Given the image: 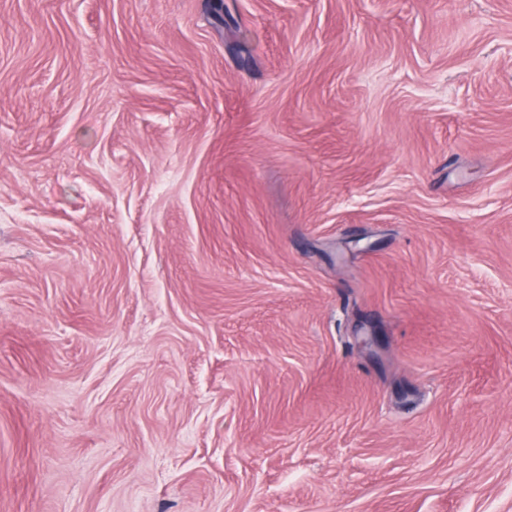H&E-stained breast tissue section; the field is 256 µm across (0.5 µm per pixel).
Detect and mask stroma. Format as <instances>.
Here are the masks:
<instances>
[{"label":"stroma","mask_w":512,"mask_h":512,"mask_svg":"<svg viewBox=\"0 0 512 512\" xmlns=\"http://www.w3.org/2000/svg\"><path fill=\"white\" fill-rule=\"evenodd\" d=\"M224 11L0 0V512H512V0Z\"/></svg>","instance_id":"1"}]
</instances>
